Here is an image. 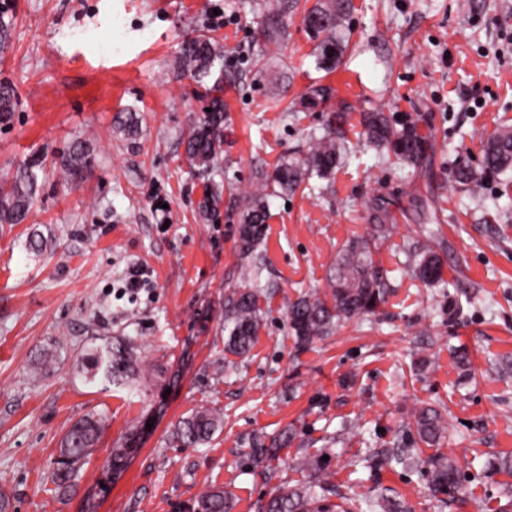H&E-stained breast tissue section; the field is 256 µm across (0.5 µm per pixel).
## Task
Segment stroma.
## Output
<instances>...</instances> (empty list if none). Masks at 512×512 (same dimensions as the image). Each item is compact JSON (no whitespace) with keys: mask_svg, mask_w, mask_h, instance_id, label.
Wrapping results in <instances>:
<instances>
[{"mask_svg":"<svg viewBox=\"0 0 512 512\" xmlns=\"http://www.w3.org/2000/svg\"><path fill=\"white\" fill-rule=\"evenodd\" d=\"M255 0H0L10 29L0 80L17 90L0 123V180L31 155L45 160L41 195L21 224H0V495L6 512H186L213 486L232 512H262L279 491L309 485L302 459L321 462L337 495L388 499L400 512H499L512 476L489 470L512 458V179H488L471 198L451 181L454 161L480 168L487 137L512 128V0H352L349 46L334 71L315 66L317 42L300 14L287 40L263 46ZM224 46L228 118L218 168L189 164L182 140L204 111L212 79L173 68L185 35ZM282 72L283 112L268 105ZM328 85L344 105L353 149L314 192L269 200L262 246V324L248 357L224 355V295L245 279L235 248L239 200L258 170L306 150L328 114L299 100ZM133 109L140 134L113 125ZM374 109L415 122L428 148L407 166L364 135ZM90 146L82 181L61 157ZM225 186L217 214L198 205L210 182ZM389 224L372 239L376 221ZM46 241L28 248L30 236ZM371 238L385 298L374 313L342 321L301 346L288 334V304L326 289L339 249ZM429 248L443 280L429 286L408 265ZM143 270L126 290L131 266ZM132 346L145 367L133 387L90 380L89 354ZM467 363H460L459 353ZM53 357L50 365L40 354ZM224 415L200 448L167 436L198 406ZM438 408L442 453L463 474L455 495L436 496L425 469L385 464L420 447L415 412ZM102 417L100 441L73 490L51 471L65 432ZM294 439L275 458L247 453L283 429ZM126 449L121 471L108 466Z\"/></svg>","mask_w":512,"mask_h":512,"instance_id":"stroma-1","label":"stroma"}]
</instances>
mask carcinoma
I'll return each mask as SVG.
<instances>
[{
  "label": "carcinoma",
  "instance_id": "carcinoma-1",
  "mask_svg": "<svg viewBox=\"0 0 512 512\" xmlns=\"http://www.w3.org/2000/svg\"><path fill=\"white\" fill-rule=\"evenodd\" d=\"M298 7L297 0H259L255 9L262 20L261 35L265 42L279 44L287 36L284 18ZM352 10L351 0H317L304 14L302 22L314 39L319 40L317 65L329 71L336 66V59L343 49L348 19ZM176 69L183 75L197 79L219 73V84L226 79L224 49L211 36L196 34L183 39L176 57ZM332 90L324 85L308 88L304 104L316 108L329 103ZM17 98L12 84L0 81V121L14 112ZM209 112H203L192 124L185 138V154L189 161L202 171H207L224 148V123L226 106L224 98L216 95L209 100ZM344 113L332 110L324 131L312 136L306 151L281 157L272 173L258 171L259 179L254 189L240 201V222L236 228V249L241 260L247 262L249 287L235 288L224 295V353L247 356L258 334L261 315L259 297L262 287L259 274L262 266L260 246L268 230V199L278 194L295 192L310 181L326 180L342 164L348 154L341 125ZM114 124L129 134L139 128L135 111L119 112ZM364 133L374 146L393 154L398 160L413 164L426 148L425 138L416 125H398L382 112L362 113ZM89 165V150L82 140H75L62 159L64 171L72 179L78 178ZM44 171L43 161L32 157L19 165L12 179L0 183V224H22L29 215L40 191L39 173ZM512 171V130L504 129L490 137L484 147L481 169L476 171L459 162L451 167L452 182L473 195L481 193L487 175L507 174ZM222 200V192L208 189L200 203L203 218L213 216ZM413 272L426 284L443 280L440 257L432 251L415 254ZM384 296L380 276L374 268L370 243L357 239L347 243L338 253L336 265L328 279V289L322 293H303L288 306V326L297 343L308 345L316 339L330 335L336 325L356 315L372 313ZM94 367L91 378L103 373V379L125 386L129 375L126 358L96 348L91 353ZM223 417L219 410L200 406L181 418L172 431V441L177 448H196L208 444L222 431ZM414 428L418 441L434 447L440 443L446 426L442 414L425 406L414 415ZM102 426L95 416L84 417L65 433L52 473V482L59 490L74 487L78 468L86 460L100 438ZM293 433L286 429L271 446L254 442L248 456L254 462L271 459L275 449L288 445ZM400 464L419 463L427 469L429 488L435 495L455 493L461 488V470L457 462L442 453H435L425 460L414 459L409 454H393ZM301 466L313 472L319 487L318 494H305L297 490L280 492L264 506V512H339L340 505L330 497L336 495L328 481L329 474L314 462L304 460ZM232 502L224 489L211 487L195 497L188 512H231Z\"/></svg>",
  "mask_w": 512,
  "mask_h": 512
}]
</instances>
